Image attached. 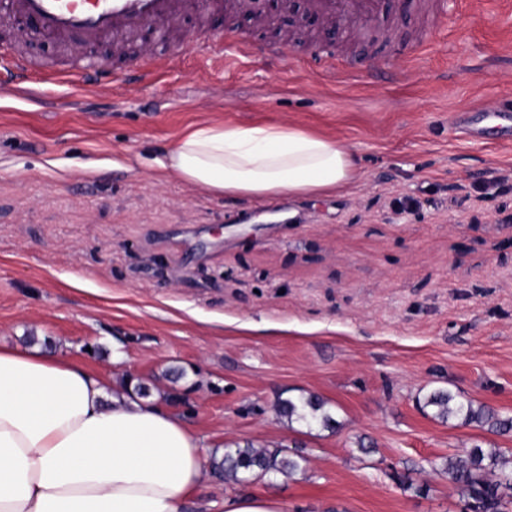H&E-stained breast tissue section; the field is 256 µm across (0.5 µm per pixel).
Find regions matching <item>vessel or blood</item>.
Segmentation results:
<instances>
[{
  "instance_id": "1",
  "label": "vessel or blood",
  "mask_w": 512,
  "mask_h": 512,
  "mask_svg": "<svg viewBox=\"0 0 512 512\" xmlns=\"http://www.w3.org/2000/svg\"><path fill=\"white\" fill-rule=\"evenodd\" d=\"M381 0H308L311 14L325 26L376 12ZM204 15L248 13L263 19L259 0H0V17L29 20V27L16 28V39L31 34L69 42L79 58L68 82L89 89L97 85L107 67L85 53L87 45L112 41L121 48V36L155 27L158 35L169 34L188 10Z\"/></svg>"
}]
</instances>
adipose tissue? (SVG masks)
<instances>
[{
    "mask_svg": "<svg viewBox=\"0 0 512 512\" xmlns=\"http://www.w3.org/2000/svg\"><path fill=\"white\" fill-rule=\"evenodd\" d=\"M158 169L214 195L275 199L334 193L359 165L294 126L200 124ZM202 446L164 398L114 391L59 350L0 347V512H184Z\"/></svg>",
    "mask_w": 512,
    "mask_h": 512,
    "instance_id": "obj_1",
    "label": "adipose tissue"
}]
</instances>
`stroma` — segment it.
<instances>
[{"mask_svg": "<svg viewBox=\"0 0 512 512\" xmlns=\"http://www.w3.org/2000/svg\"><path fill=\"white\" fill-rule=\"evenodd\" d=\"M386 0L323 28L302 0L259 24L214 18L252 48L220 60L187 17L137 81L111 46V82H53L66 43L18 45L39 93L0 96V344L62 349L116 385L158 384L205 443L302 456L293 475L205 473L186 512L273 496L281 512H464L448 459L512 432L441 421L436 390L512 417V0ZM288 41L298 59L264 54ZM335 45V70L308 45ZM292 125L354 150L344 190L224 198L164 179L161 157L201 124ZM322 398L338 427L288 423L280 401ZM426 486L417 494V486Z\"/></svg>", "mask_w": 512, "mask_h": 512, "instance_id": "1", "label": "stroma"}]
</instances>
